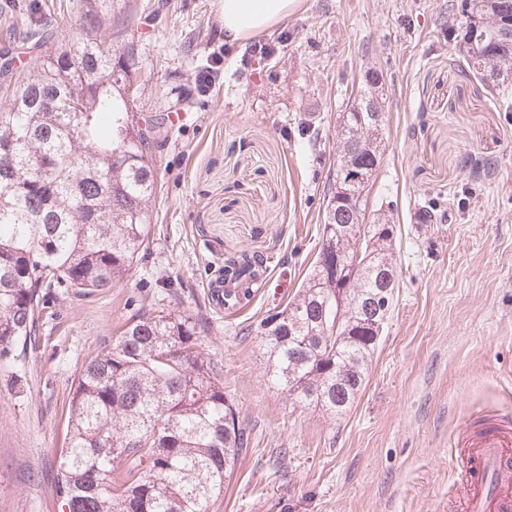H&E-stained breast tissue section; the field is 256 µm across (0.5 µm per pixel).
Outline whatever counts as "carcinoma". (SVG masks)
Wrapping results in <instances>:
<instances>
[{
  "label": "carcinoma",
  "instance_id": "cac0c4a2",
  "mask_svg": "<svg viewBox=\"0 0 512 512\" xmlns=\"http://www.w3.org/2000/svg\"><path fill=\"white\" fill-rule=\"evenodd\" d=\"M74 46L51 33L20 37L30 69L0 110V362L36 336L40 299L56 291L94 294L126 281L146 249L147 203L157 191L133 86L137 71L112 60L90 34L109 0H88ZM486 40L465 56L485 80L512 69V6L481 0ZM349 135L376 136L370 113L344 115ZM374 241V266L391 247V224H355ZM264 260L224 259L230 283L257 280ZM309 270L292 300L247 326L263 346L270 383L296 402L338 417L366 386L379 345L349 330L379 288L380 273L357 274L353 307L336 327V289ZM198 322L177 309L141 307L112 345L80 371L69 399V434L56 477L68 512H210L249 448L213 360L199 349Z\"/></svg>",
  "mask_w": 512,
  "mask_h": 512
}]
</instances>
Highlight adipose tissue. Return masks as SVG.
Returning <instances> with one entry per match:
<instances>
[{"label": "adipose tissue", "mask_w": 512, "mask_h": 512, "mask_svg": "<svg viewBox=\"0 0 512 512\" xmlns=\"http://www.w3.org/2000/svg\"><path fill=\"white\" fill-rule=\"evenodd\" d=\"M224 38L236 42L286 20L299 0H220Z\"/></svg>", "instance_id": "adipose-tissue-1"}]
</instances>
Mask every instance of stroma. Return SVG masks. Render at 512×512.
Here are the masks:
<instances>
[{"instance_id": "35a3bbf8", "label": "stroma", "mask_w": 512, "mask_h": 512, "mask_svg": "<svg viewBox=\"0 0 512 512\" xmlns=\"http://www.w3.org/2000/svg\"><path fill=\"white\" fill-rule=\"evenodd\" d=\"M461 0H300L280 26L227 43L219 0H112L99 16L163 116L150 239L128 281L47 296L35 344L0 365V512H62L70 392L138 306L198 316L202 350L252 443L211 512H449L464 428L512 412V108L459 66ZM84 0H0L72 37ZM275 44L265 58L252 43ZM220 73L208 91L197 75ZM384 78L368 217L388 215L399 288L367 385L334 418L270 388L246 327L285 306L321 244L340 117L366 69ZM171 112L187 113L179 126ZM443 213L423 223L427 210ZM265 259L264 285L217 313L226 256Z\"/></svg>"}]
</instances>
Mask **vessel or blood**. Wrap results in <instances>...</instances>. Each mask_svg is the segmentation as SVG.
Instances as JSON below:
<instances>
[{
  "label": "vessel or blood",
  "instance_id": "obj_1",
  "mask_svg": "<svg viewBox=\"0 0 512 512\" xmlns=\"http://www.w3.org/2000/svg\"><path fill=\"white\" fill-rule=\"evenodd\" d=\"M458 446L463 512H512V416L466 427Z\"/></svg>",
  "mask_w": 512,
  "mask_h": 512
}]
</instances>
